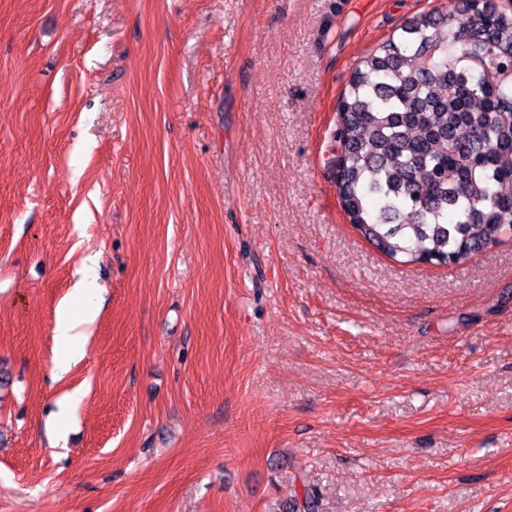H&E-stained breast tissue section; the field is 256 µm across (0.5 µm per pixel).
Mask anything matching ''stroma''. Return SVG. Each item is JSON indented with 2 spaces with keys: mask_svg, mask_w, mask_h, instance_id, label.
<instances>
[{
  "mask_svg": "<svg viewBox=\"0 0 512 512\" xmlns=\"http://www.w3.org/2000/svg\"><path fill=\"white\" fill-rule=\"evenodd\" d=\"M457 8L0 0V512H512V236L403 265L333 177L356 66ZM80 325L81 322L70 313L69 309H62L55 329L57 342L64 347L78 345L85 336L78 330Z\"/></svg>",
  "mask_w": 512,
  "mask_h": 512,
  "instance_id": "1",
  "label": "stroma"
}]
</instances>
